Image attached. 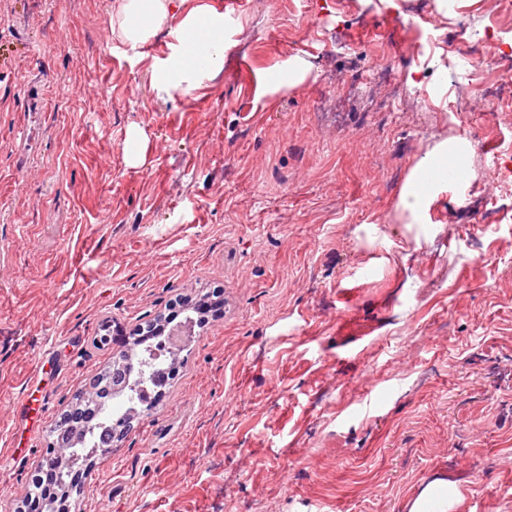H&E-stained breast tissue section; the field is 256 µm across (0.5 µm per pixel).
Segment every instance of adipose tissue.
<instances>
[{"label": "adipose tissue", "instance_id": "ef3b65f1", "mask_svg": "<svg viewBox=\"0 0 512 512\" xmlns=\"http://www.w3.org/2000/svg\"><path fill=\"white\" fill-rule=\"evenodd\" d=\"M184 0H118L112 16L111 34L122 43L138 47L148 42L171 19H178L177 30L185 47L202 44L209 47L208 62L204 67L187 63L183 55H176L159 69L162 87L191 92L204 78L220 73L224 65V19L206 7L182 12ZM470 145L466 139L445 140L434 145L411 169L400 196V206L411 224H425L429 212L448 184L439 171L445 160H453L459 173L457 184L467 187L475 174L467 167Z\"/></svg>", "mask_w": 512, "mask_h": 512}]
</instances>
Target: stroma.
<instances>
[{
	"mask_svg": "<svg viewBox=\"0 0 512 512\" xmlns=\"http://www.w3.org/2000/svg\"><path fill=\"white\" fill-rule=\"evenodd\" d=\"M115 6L0 0V512L73 395L163 318L191 341L69 512H410L431 476L462 494L447 512H512V112L484 101L512 12L238 0L222 72L185 94L154 77L177 33L130 48ZM293 60L305 80L264 93ZM453 137L499 178L407 226L411 168ZM206 294L207 325L171 308ZM125 158L127 164L133 167L139 166L144 162L145 142L143 134L136 128L127 131L125 140Z\"/></svg>",
	"mask_w": 512,
	"mask_h": 512,
	"instance_id": "obj_1",
	"label": "stroma"
}]
</instances>
